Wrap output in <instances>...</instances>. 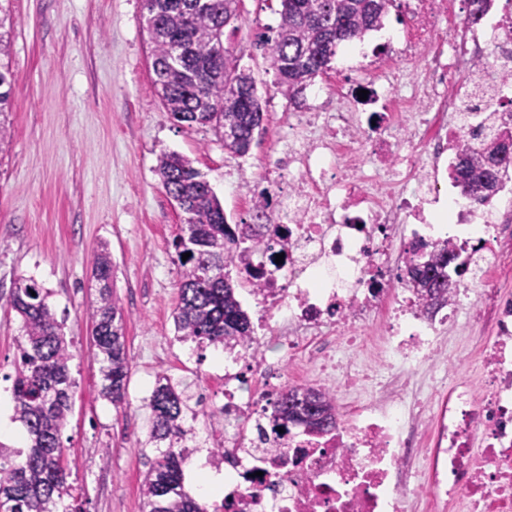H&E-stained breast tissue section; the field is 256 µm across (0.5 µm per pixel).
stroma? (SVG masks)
I'll return each mask as SVG.
<instances>
[{"label":"stroma","mask_w":512,"mask_h":512,"mask_svg":"<svg viewBox=\"0 0 512 512\" xmlns=\"http://www.w3.org/2000/svg\"><path fill=\"white\" fill-rule=\"evenodd\" d=\"M10 6L11 138L0 152V399L10 393L22 334L10 293L31 278L48 289L72 353L76 387L61 441L73 493L85 512H143L140 487L152 463L142 453L152 421L146 403L158 376L183 383L193 396L213 391L207 415L193 423L197 441L213 443L223 403L216 348L174 339L180 272L172 241L185 215L161 186L157 158L172 151L190 158L227 223H244V196L265 188L266 161L285 144V120L294 109L277 91L259 42L278 28L280 0H241L235 26L224 30L225 43L256 80L264 111L243 156L225 150L209 128L174 121L162 105L152 82L144 0H11ZM102 242L111 252L131 356L119 405L99 394L101 362L89 316L98 298L92 253ZM448 334L461 365L440 380L422 370L402 382L421 401L439 402L458 380H477L494 331L466 313Z\"/></svg>","instance_id":"35a3bbf8"}]
</instances>
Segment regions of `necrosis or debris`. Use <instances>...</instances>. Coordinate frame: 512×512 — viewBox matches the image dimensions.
I'll use <instances>...</instances> for the list:
<instances>
[{
  "instance_id": "obj_1",
  "label": "necrosis or debris",
  "mask_w": 512,
  "mask_h": 512,
  "mask_svg": "<svg viewBox=\"0 0 512 512\" xmlns=\"http://www.w3.org/2000/svg\"><path fill=\"white\" fill-rule=\"evenodd\" d=\"M457 2L395 0L403 27L373 51L376 75L352 84L351 105L288 117L296 135L265 168L287 196L253 209L265 237L241 263L257 333L224 352L221 449L206 460L224 475L215 512H408L419 496L431 512L462 501L468 512H512V299L493 296L483 313L495 336L479 385L460 381L434 406L400 384L455 364L444 333L473 289L491 293L499 255L512 250V177L487 209L445 181L486 113L512 115V10L451 33ZM413 58L425 68L410 78L402 64ZM441 214L459 228L449 246L477 258L430 314L405 267L434 246ZM312 369L324 382L370 379L373 393L355 409L337 405L330 432L279 429L272 402Z\"/></svg>"
}]
</instances>
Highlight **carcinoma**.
<instances>
[{
    "instance_id": "obj_1",
    "label": "carcinoma",
    "mask_w": 512,
    "mask_h": 512,
    "mask_svg": "<svg viewBox=\"0 0 512 512\" xmlns=\"http://www.w3.org/2000/svg\"><path fill=\"white\" fill-rule=\"evenodd\" d=\"M241 0H146V29L151 44L153 84L167 112L178 123L210 127L219 137L235 133L238 154L248 151L264 113L250 70L224 45L227 19L237 21ZM281 22L274 36L263 35L276 71L277 91L298 102L306 86L328 66L338 45L359 39L380 25L393 0H280ZM462 24L476 23L488 0H468ZM9 7L0 3V148L10 132L2 119L10 107L12 27ZM503 123L494 119L482 138L464 145L451 174L455 186L490 177V163L501 154ZM162 187L187 215V236L174 240L180 266L179 302L174 312L176 339L208 346H235L252 335L228 267L234 257L256 251L262 243L259 224L226 223L224 208L190 159L162 153L155 168ZM187 253V260L182 254ZM459 252L443 245L428 258L407 266L409 283L422 275L427 303L448 300L456 280L449 263ZM99 298L89 312L93 341L102 356L100 395L122 403L130 372L124 315L112 290V258L107 246L93 254ZM11 307L22 319L11 384L14 419L25 428L27 451L0 445V512H84L67 483L69 472L61 433L71 411L75 380L63 328L35 280L16 283ZM191 396L170 378L158 377L147 407L152 425L146 444L158 450L141 484L146 512H205L184 487L187 442L195 438L186 425ZM276 417L302 424L312 432L336 425L328 396L314 388L286 386L275 405Z\"/></svg>"
}]
</instances>
